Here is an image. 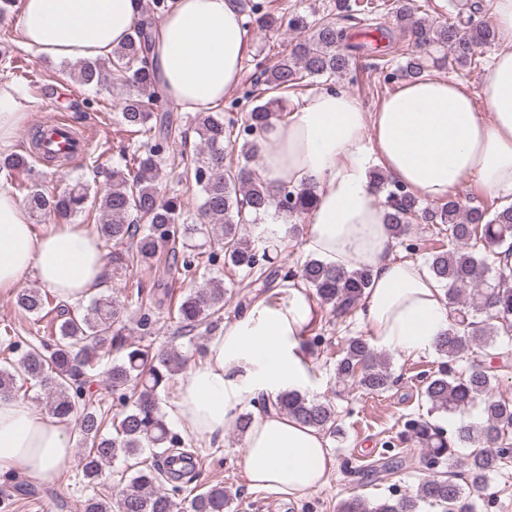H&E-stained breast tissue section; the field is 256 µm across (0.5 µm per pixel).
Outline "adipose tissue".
Here are the masks:
<instances>
[{
  "mask_svg": "<svg viewBox=\"0 0 512 512\" xmlns=\"http://www.w3.org/2000/svg\"><path fill=\"white\" fill-rule=\"evenodd\" d=\"M140 8L141 0H23L20 34L53 58L104 56L127 38ZM489 19L499 49L479 94L427 76L403 83L370 112L344 91H314L259 143V175L269 187L316 190L302 218L305 251L335 267L370 269L358 316L376 348L431 350L448 310L444 286L427 267L396 258L371 163L431 201L468 183L512 204V0H490ZM247 40L238 0H176L157 24L151 53L160 92L187 112L215 109L239 81ZM27 117L26 101L0 88V151L12 146ZM105 271L94 234L63 221L37 235L25 203L0 184L1 290L31 272L42 288L73 301L97 288ZM287 291L277 302L257 298L181 376L172 414L191 432L223 436L255 393L273 397L302 385L299 338L318 312L300 280H290ZM75 460L65 422L30 400L0 398V476L51 483ZM241 464L251 487L293 495L326 484L333 460L319 430L271 409L255 415Z\"/></svg>",
  "mask_w": 512,
  "mask_h": 512,
  "instance_id": "ef3b65f1",
  "label": "adipose tissue"
}]
</instances>
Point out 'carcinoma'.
Listing matches in <instances>:
<instances>
[{"label": "carcinoma", "instance_id": "cac0c4a2", "mask_svg": "<svg viewBox=\"0 0 512 512\" xmlns=\"http://www.w3.org/2000/svg\"><path fill=\"white\" fill-rule=\"evenodd\" d=\"M241 10L252 15L260 30L283 25L297 34L291 52L277 61L255 60L256 84L261 100L236 120L222 112L201 113L194 130L199 137L196 156L185 163L180 179L199 188L200 216L220 231L218 245L224 262L246 273L247 286L266 294L283 283L300 278L331 321L343 322L357 309L371 284L366 268L344 270L316 258L306 259L292 270L272 261L268 226L260 224L274 212L290 220L308 212L315 201V187H281L271 192L254 173L250 161L257 156V143L275 120L285 119L283 93L296 92L307 79H332L350 70L357 57L371 53L365 41L354 39L352 24H359L375 12L373 0H336V17L311 23L304 15L278 17L265 10L260 0H239ZM172 4L154 0L153 9L141 12L131 35L104 58L80 62L76 80L85 86L109 88L119 84L133 91L123 102L119 124L138 135L131 163L116 164L106 172V186L91 193L76 182L62 191L36 183H24L16 176L31 171L30 160L47 163L67 160L70 155L44 151L45 129L29 132L27 154L0 155V174L25 192L30 210L44 217H76L89 208L102 212L95 233L104 248L131 244L138 262L150 263L159 253L187 244L203 233V224H193L185 216L178 195L159 191V175L164 155L175 138L181 136L180 119L158 90V79L150 62L158 19ZM392 14L396 27L410 32L412 47L402 52L404 62L387 79L416 80L429 66L445 62L472 63L478 49L496 41L493 26L485 19L483 0H466L455 20L430 22L417 16L412 0H394ZM242 141L240 159L232 162L224 141L232 128ZM377 190L385 193L384 220L398 244L408 251L418 249L411 242L412 225H445L448 245L428 252L429 269L436 280L447 285L445 298L452 313L435 350L448 363L423 377L422 396L431 410L461 414L481 407L476 425L458 429L454 436L425 419L405 423L409 439L425 448L429 475L416 493H404L375 505L358 496L342 500L338 512H419V502L435 504L442 512H473L471 495L483 489L488 475L509 456L512 446V400L497 394L499 373L487 363L499 351L503 367L512 358V286L492 284L489 275L502 278L512 271V206L497 201H481L465 206L449 198L432 205L389 180L383 172H372ZM258 230L253 238L242 233L245 216ZM203 246L193 245L174 255L170 270L185 278L200 270ZM218 252V253H220ZM218 253H208L213 264ZM230 300L212 277L184 292L178 305L167 311L186 333L196 330L215 333L224 319V305ZM19 310L33 317L37 329L21 336L12 328L3 329L0 342V398H27L39 389L48 412L61 419L77 417L78 467L86 482L103 485L105 466L120 457L135 459L133 474L118 483L115 500L91 497L84 512H183L178 496L197 474L175 466L187 452L183 438L168 426L160 407V393L182 367L184 358L174 347L154 350L128 342L127 309L136 306L139 335H152L156 313L147 304L145 288L137 285L122 295L95 297L82 312L42 288H28L16 295ZM472 348L483 352L468 359ZM466 360L460 368L453 364ZM105 374L108 391L118 396L120 408L112 410L93 399L92 383ZM336 381L351 383L381 395L393 385L388 355L377 351L368 338L350 336L335 364ZM256 404L266 412L273 406L296 421L332 436L341 432L335 406L310 397L297 389H285L272 401L260 396ZM460 444L475 446L466 458L467 487L437 474V468ZM153 452L151 462L140 459L145 450ZM171 487H166V484ZM232 501L230 491L212 486L188 499L190 512H225Z\"/></svg>", "mask_w": 512, "mask_h": 512}]
</instances>
